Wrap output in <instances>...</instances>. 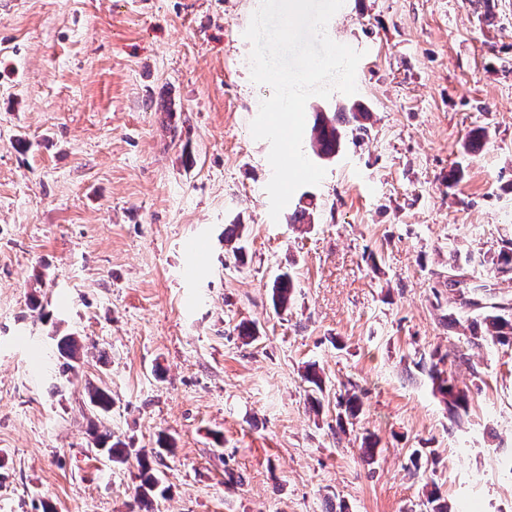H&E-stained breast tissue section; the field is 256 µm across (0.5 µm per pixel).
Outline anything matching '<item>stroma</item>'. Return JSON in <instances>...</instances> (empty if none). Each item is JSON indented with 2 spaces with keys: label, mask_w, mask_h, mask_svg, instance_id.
<instances>
[{
  "label": "stroma",
  "mask_w": 512,
  "mask_h": 512,
  "mask_svg": "<svg viewBox=\"0 0 512 512\" xmlns=\"http://www.w3.org/2000/svg\"><path fill=\"white\" fill-rule=\"evenodd\" d=\"M260 4L0 0V512H132L136 461L89 452L90 382L112 393L115 437L175 446L154 512H424L433 492L512 512V346L470 348L447 283L512 242V0H344L327 33L363 52L357 91L305 117H372L275 220L270 145L250 131L273 94L244 37ZM303 201L311 221L292 223ZM57 333L80 337L78 375ZM434 350L478 367H451L474 387L459 419L432 389ZM353 385L363 410L340 432ZM294 288V278L288 272H283L274 279L271 287L272 300L279 311H288L293 300Z\"/></svg>",
  "instance_id": "obj_1"
}]
</instances>
